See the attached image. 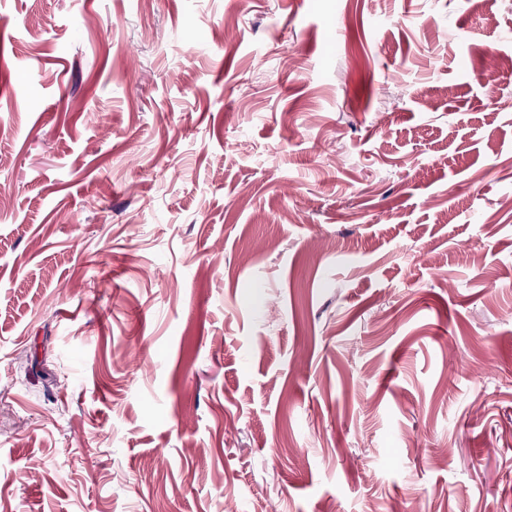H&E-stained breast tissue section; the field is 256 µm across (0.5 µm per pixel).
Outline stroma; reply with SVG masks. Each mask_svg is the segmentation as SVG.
Returning a JSON list of instances; mask_svg holds the SVG:
<instances>
[{
    "label": "stroma",
    "mask_w": 512,
    "mask_h": 512,
    "mask_svg": "<svg viewBox=\"0 0 512 512\" xmlns=\"http://www.w3.org/2000/svg\"><path fill=\"white\" fill-rule=\"evenodd\" d=\"M0 30V512H512V0Z\"/></svg>",
    "instance_id": "obj_1"
}]
</instances>
